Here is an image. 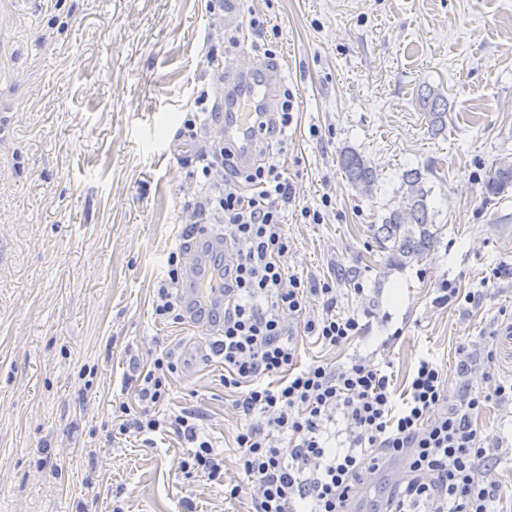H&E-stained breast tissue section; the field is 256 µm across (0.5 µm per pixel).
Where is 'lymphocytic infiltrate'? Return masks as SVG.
<instances>
[{
    "mask_svg": "<svg viewBox=\"0 0 512 512\" xmlns=\"http://www.w3.org/2000/svg\"><path fill=\"white\" fill-rule=\"evenodd\" d=\"M201 163L203 193L190 205L189 221L227 225L237 254L224 289V330L213 348L244 419L235 443L246 481L227 486L225 499L249 498L251 512H353L355 486L397 462L403 475L395 493L369 512H499L504 487L476 418L486 403L511 397L512 382L468 388L453 401L442 366L427 357L400 392L382 366L360 359L299 367L285 316L302 318L304 335L332 348L350 344L359 322L335 314L330 283L308 285L288 270L281 206L293 188L276 153L266 151L246 171L234 168L223 147ZM317 298L322 314L308 315ZM174 370L170 355L155 358L135 380L140 410L122 401L112 419L122 435L173 430L189 446L183 474L220 479L224 459L201 437L195 412L155 413ZM339 419L346 439L334 446L329 426Z\"/></svg>",
    "mask_w": 512,
    "mask_h": 512,
    "instance_id": "f902f5d3",
    "label": "lymphocytic infiltrate"
}]
</instances>
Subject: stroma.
Wrapping results in <instances>:
<instances>
[{"label":"stroma","instance_id":"stroma-1","mask_svg":"<svg viewBox=\"0 0 512 512\" xmlns=\"http://www.w3.org/2000/svg\"><path fill=\"white\" fill-rule=\"evenodd\" d=\"M5 0L0 6V512H249L224 487L243 480V421L220 357L185 324L155 314L168 256L182 246L185 202L203 180L169 145L204 130L196 105L218 78L253 62L240 53L247 15L265 23L295 97L279 156L296 190L286 204L288 267L336 290L337 314L359 337L331 349L298 336V363L391 361L397 387L420 357L442 364L457 399L458 349L485 371L512 375V197L481 184L512 157V0ZM224 55L223 72L208 62ZM448 99L432 135L420 90ZM195 130H187V120ZM378 180L359 194L343 150ZM424 171L438 238L422 260L394 262L373 225L405 202L404 170ZM330 206H323V198ZM321 210L319 224L296 209ZM480 288L479 305L436 304L444 284ZM496 359L482 362L487 345ZM171 354L163 413L199 415L224 457L221 481L185 478L182 441L112 437V407L134 400L128 376ZM477 423L512 485V400Z\"/></svg>","mask_w":512,"mask_h":512}]
</instances>
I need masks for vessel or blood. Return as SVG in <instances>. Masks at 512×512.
<instances>
[{
  "mask_svg": "<svg viewBox=\"0 0 512 512\" xmlns=\"http://www.w3.org/2000/svg\"><path fill=\"white\" fill-rule=\"evenodd\" d=\"M238 79L224 90V114L215 128L234 151L238 168H249L260 145L266 140L259 127L262 114L270 113L281 72H269L260 62L238 71ZM191 258L184 266L178 297L185 308L187 327L200 333V348H207L216 334L207 312L224 309V282L213 275L224 264V234L214 226L203 227L189 250Z\"/></svg>",
  "mask_w": 512,
  "mask_h": 512,
  "instance_id": "1",
  "label": "vessel or blood"
}]
</instances>
